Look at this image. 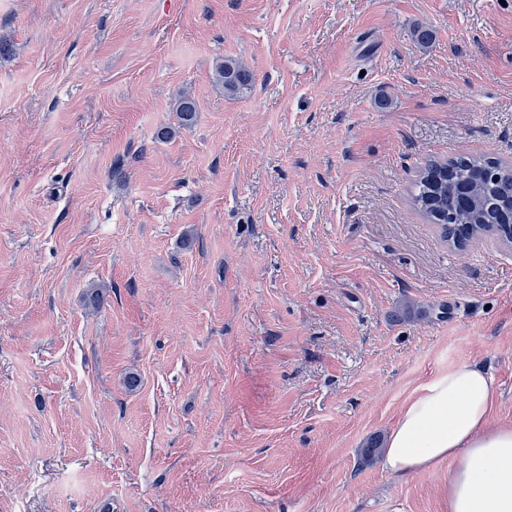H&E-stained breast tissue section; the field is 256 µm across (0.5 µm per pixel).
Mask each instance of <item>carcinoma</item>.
Segmentation results:
<instances>
[{"label": "carcinoma", "mask_w": 512, "mask_h": 512, "mask_svg": "<svg viewBox=\"0 0 512 512\" xmlns=\"http://www.w3.org/2000/svg\"><path fill=\"white\" fill-rule=\"evenodd\" d=\"M216 80L224 93L251 92L253 71L242 61L226 58L216 64ZM179 124L196 119V103L184 94L176 106ZM413 206L435 224L453 221L460 231L457 247L483 235L506 237L512 232V171L486 156H459L429 161L412 194Z\"/></svg>", "instance_id": "carcinoma-1"}]
</instances>
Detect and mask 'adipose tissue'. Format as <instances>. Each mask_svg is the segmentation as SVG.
<instances>
[{
	"label": "adipose tissue",
	"mask_w": 512,
	"mask_h": 512,
	"mask_svg": "<svg viewBox=\"0 0 512 512\" xmlns=\"http://www.w3.org/2000/svg\"><path fill=\"white\" fill-rule=\"evenodd\" d=\"M492 374L463 364L435 376L403 409L383 467L406 476L461 458L448 474V512H512V426H494Z\"/></svg>",
	"instance_id": "adipose-tissue-1"
}]
</instances>
